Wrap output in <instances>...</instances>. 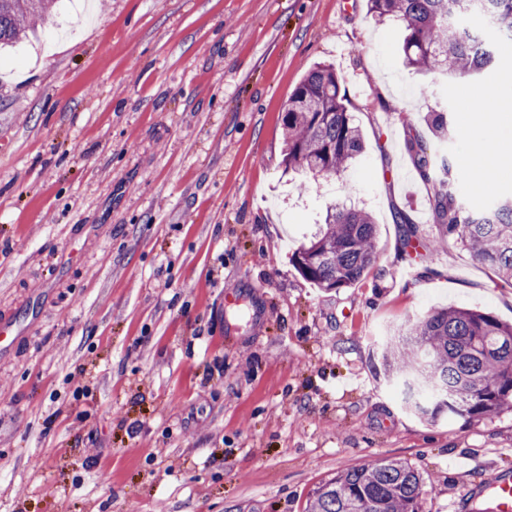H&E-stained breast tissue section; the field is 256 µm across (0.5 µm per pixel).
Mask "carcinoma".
<instances>
[{"label":"carcinoma","mask_w":512,"mask_h":512,"mask_svg":"<svg viewBox=\"0 0 512 512\" xmlns=\"http://www.w3.org/2000/svg\"><path fill=\"white\" fill-rule=\"evenodd\" d=\"M55 0H0V47L20 41ZM376 23L405 32L406 66L450 81L476 83L493 66L502 41L512 47V0H367ZM425 120L435 137L450 138L446 112ZM284 163L292 171L333 178L364 151L362 132L341 94L335 69L315 66L288 98L282 118ZM417 170L430 179L426 143L407 142ZM468 176L450 159L433 179L432 206L442 238H452L498 279L512 286V197L481 211L468 209L460 187ZM378 228L362 207L339 204L325 227L298 247V272L326 291L359 282L373 267ZM379 371L403 379L410 409L434 420L444 413L481 420L512 410V324L488 312L431 310L395 329L378 356ZM425 481L402 460L365 463L336 473L313 492L307 512H420Z\"/></svg>","instance_id":"obj_1"}]
</instances>
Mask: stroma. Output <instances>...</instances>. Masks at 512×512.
<instances>
[{
	"label": "stroma",
	"instance_id": "stroma-1",
	"mask_svg": "<svg viewBox=\"0 0 512 512\" xmlns=\"http://www.w3.org/2000/svg\"><path fill=\"white\" fill-rule=\"evenodd\" d=\"M401 44L366 0H56L0 50V319L19 331L0 512H306L322 480L383 459L423 474L422 512H472L512 471L511 410L428 422L376 370L429 309L512 322V288L442 239L406 149L469 173L496 131ZM318 62L365 142L327 181L283 163L284 107ZM352 201L375 265L316 288L291 255Z\"/></svg>",
	"mask_w": 512,
	"mask_h": 512
}]
</instances>
